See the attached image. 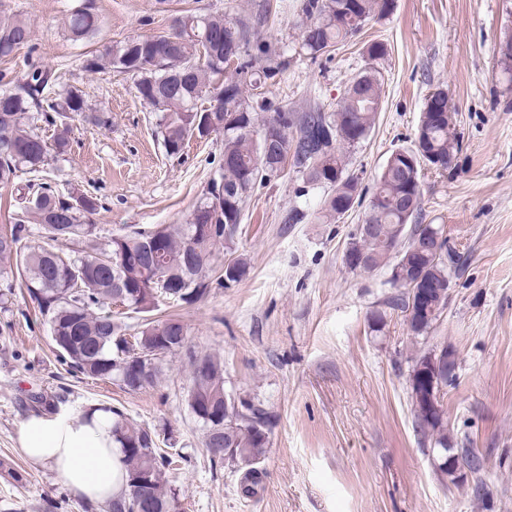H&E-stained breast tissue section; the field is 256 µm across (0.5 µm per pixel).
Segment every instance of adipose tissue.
<instances>
[{
    "label": "adipose tissue",
    "mask_w": 512,
    "mask_h": 512,
    "mask_svg": "<svg viewBox=\"0 0 512 512\" xmlns=\"http://www.w3.org/2000/svg\"><path fill=\"white\" fill-rule=\"evenodd\" d=\"M111 411L65 416L33 415L23 421L19 445L27 459L49 466L76 495L109 504L125 488V469L112 431Z\"/></svg>",
    "instance_id": "ef3b65f1"
}]
</instances>
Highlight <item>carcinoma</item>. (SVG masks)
Returning <instances> with one entry per match:
<instances>
[{"label":"carcinoma","instance_id":"cac0c4a2","mask_svg":"<svg viewBox=\"0 0 512 512\" xmlns=\"http://www.w3.org/2000/svg\"><path fill=\"white\" fill-rule=\"evenodd\" d=\"M395 0H303L304 21L301 48L316 58L337 46L371 19L393 13ZM264 20L186 14L176 19L169 32L115 41L103 51L86 56L82 68L97 72L111 68L134 80L138 97L156 117V130L169 156L181 154L194 134L206 129L224 136V163L220 178L212 180L194 213L205 215L204 223L162 225L152 231L132 227L114 235L106 247L98 246V228L88 215L99 207L98 198L86 193H63L45 178L51 160L70 150L73 122L106 126L109 117L89 110L82 91L70 87L52 96V70L31 66L16 77L15 86L0 94V187L16 190L18 205L14 223L0 230V302L14 295L20 279L28 296L50 325L52 342L68 371L86 377L115 381L132 370L134 349L143 346L163 356L188 346L184 324L175 317L146 319L136 336H126V325L112 317V251L135 258L150 252L152 239L161 238L159 255L144 270L131 263L123 276L131 286L162 299L194 302L208 290L215 268L214 250L232 252L243 206L255 185L280 174L287 160L307 184L328 190L321 217L335 220L349 209L358 190L359 177L349 169V152L373 129L382 102V78L375 66L387 54L380 41L365 49L367 66L346 86L336 110L311 108L293 112L286 107L260 116L251 91L261 80L281 73V52L259 37ZM66 31L74 41L89 40L100 30L94 0H80L69 13ZM33 25L22 14L0 17V60L9 61L32 41ZM234 67L224 72L227 57ZM224 81V94L211 95L217 80ZM439 98L440 107L424 102L417 140L420 150L392 153L383 167L364 223L375 231L356 232L349 242L351 255L366 259L361 272L390 271V283L401 289L395 306L409 309V287L446 288L451 270L462 267L460 255L448 248V240L436 243L437 226L418 224L421 210L420 177L428 165L446 170L459 149L454 108L448 93L436 89L429 98ZM206 101L207 105L200 104ZM42 122L51 131L46 138L36 131ZM27 175L26 183L21 177ZM37 225L32 230L31 225ZM81 240L88 250L67 253V241ZM237 283L248 271L242 257L228 260ZM206 373L191 370L187 405L204 428L203 447L214 464L224 462V451L209 440L214 420L198 412L197 401L209 397L241 418L231 428L229 446L247 453L239 492L249 500L265 491L261 467L270 447L272 422L259 404L232 402L224 390V363L217 355H205ZM433 374L426 385L414 387L419 404L414 407L416 425L424 446L432 455L457 458L475 473L481 459L471 448L448 447L447 426L430 417L426 404L432 399ZM120 454L129 485L144 471L151 485L136 495L120 497L107 505L108 512H170L178 494L165 480L163 470L171 459L157 446L156 436L137 425L121 410L112 408Z\"/></svg>","mask_w":512,"mask_h":512}]
</instances>
